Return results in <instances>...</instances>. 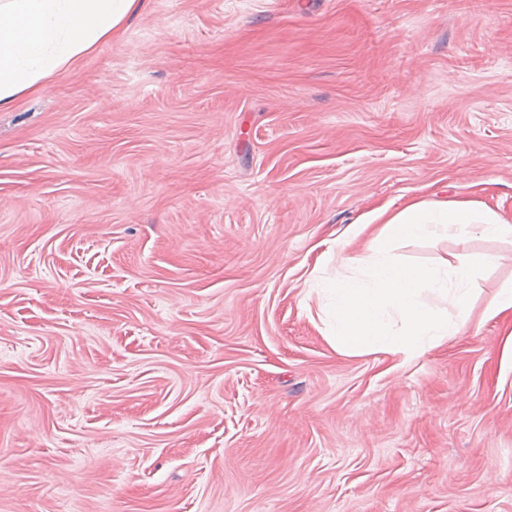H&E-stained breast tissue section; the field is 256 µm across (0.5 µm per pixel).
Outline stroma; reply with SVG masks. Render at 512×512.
<instances>
[{
  "mask_svg": "<svg viewBox=\"0 0 512 512\" xmlns=\"http://www.w3.org/2000/svg\"><path fill=\"white\" fill-rule=\"evenodd\" d=\"M419 200L512 223V0H144L0 110V512H512V241L407 364L308 293Z\"/></svg>",
  "mask_w": 512,
  "mask_h": 512,
  "instance_id": "stroma-1",
  "label": "stroma"
}]
</instances>
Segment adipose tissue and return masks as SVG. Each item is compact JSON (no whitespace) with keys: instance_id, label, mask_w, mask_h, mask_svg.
Returning a JSON list of instances; mask_svg holds the SVG:
<instances>
[{"instance_id":"adipose-tissue-1","label":"adipose tissue","mask_w":512,"mask_h":512,"mask_svg":"<svg viewBox=\"0 0 512 512\" xmlns=\"http://www.w3.org/2000/svg\"><path fill=\"white\" fill-rule=\"evenodd\" d=\"M141 0H0V110L36 91L74 66L84 55L116 36ZM368 236V255L352 256L349 247ZM442 237L458 250L443 268L405 265L395 260L398 243ZM512 238V224L470 202L431 201L401 211H380L376 223L353 225L333 243L342 265L366 264L364 278H325L321 288L333 317L331 334L347 356L400 353L406 359L457 335L471 317L470 283L476 264L496 265L493 254L474 256V238ZM431 292L452 306L456 321L421 301Z\"/></svg>"}]
</instances>
